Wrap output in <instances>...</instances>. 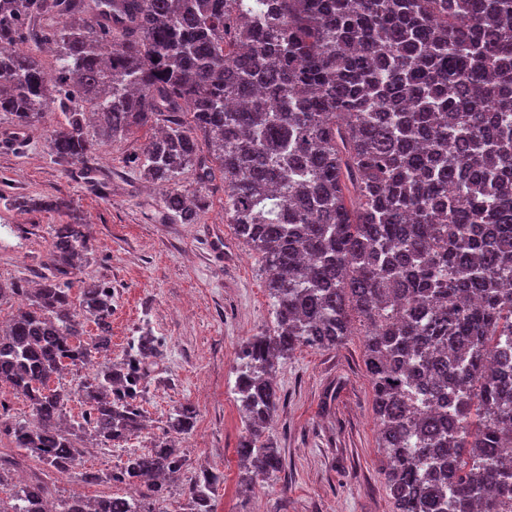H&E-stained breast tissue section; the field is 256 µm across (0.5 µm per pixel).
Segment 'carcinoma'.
<instances>
[{
    "instance_id": "obj_1",
    "label": "carcinoma",
    "mask_w": 512,
    "mask_h": 512,
    "mask_svg": "<svg viewBox=\"0 0 512 512\" xmlns=\"http://www.w3.org/2000/svg\"><path fill=\"white\" fill-rule=\"evenodd\" d=\"M0 0V113L23 130L55 93L65 123L57 161L89 164L109 141L157 122L144 176L165 188L182 224L208 207L177 188L224 178V214L260 256L273 327L248 338L235 391L250 480L283 460L266 438L274 381L301 346L330 349L364 328L378 447L394 512H512V0ZM61 19L55 84L11 47L37 12ZM92 252L88 225L52 229L47 273L0 326V387L33 421L6 428L0 487L32 457L34 472L0 512H47V472L64 474L89 433L120 443L141 429L157 356L141 336L120 362L112 291L70 277ZM98 333L81 339L80 318ZM96 366L77 389H46L68 366ZM86 407L65 426L71 396ZM196 412L169 414L151 448L119 471L83 474L134 490L74 494L58 512H161L160 480L187 466L173 437ZM220 475L192 477L178 512H217Z\"/></svg>"
}]
</instances>
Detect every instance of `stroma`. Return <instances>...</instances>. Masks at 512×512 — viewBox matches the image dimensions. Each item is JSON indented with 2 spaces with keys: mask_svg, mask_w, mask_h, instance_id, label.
<instances>
[{
  "mask_svg": "<svg viewBox=\"0 0 512 512\" xmlns=\"http://www.w3.org/2000/svg\"><path fill=\"white\" fill-rule=\"evenodd\" d=\"M63 121L59 109H49L19 146L9 117L0 115V282L44 272L53 226L78 218L89 226L93 251L72 282L111 288L112 360L124 359L146 331L159 355L140 402L148 429L118 445L84 442L76 471L52 475L56 496L127 493L118 483H85L81 474L118 471L129 453L152 446L174 408L188 403L197 420L179 443L184 474L223 475L217 512H393L358 333L333 349L298 348L280 367L281 400L267 435L284 469L243 483L238 354L250 336L271 328L273 316L259 257L224 220V184L213 180L210 206L196 223H179L161 209L162 187L138 167L149 129L105 145L90 175L52 156L49 132ZM28 197L60 198L71 208L21 206ZM215 236L224 249L219 261L208 251Z\"/></svg>",
  "mask_w": 512,
  "mask_h": 512,
  "instance_id": "obj_1",
  "label": "stroma"
}]
</instances>
